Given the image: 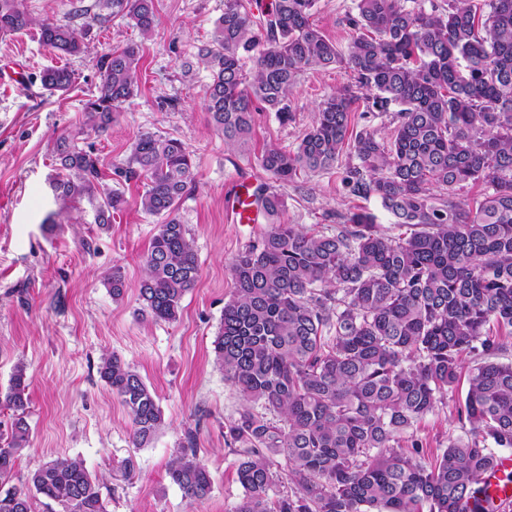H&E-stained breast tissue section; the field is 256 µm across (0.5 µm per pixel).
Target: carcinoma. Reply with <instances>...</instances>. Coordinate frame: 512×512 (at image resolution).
<instances>
[{
    "instance_id": "obj_1",
    "label": "carcinoma",
    "mask_w": 512,
    "mask_h": 512,
    "mask_svg": "<svg viewBox=\"0 0 512 512\" xmlns=\"http://www.w3.org/2000/svg\"><path fill=\"white\" fill-rule=\"evenodd\" d=\"M408 0H358L348 24L359 30L341 53L311 21L315 0H272L255 15L253 0H224L212 39L196 63L209 74L204 109L224 145L244 143L259 108L290 118L287 100L301 72L345 65L355 87L326 97L296 148H266L260 167L289 181L299 171L335 166L353 141L359 164L347 171L353 194L378 199L406 228L384 235L375 217L353 213L332 234L283 224L282 197L268 187L255 203L269 221L259 241L228 266L233 293L213 342L224 379L243 403L228 434L243 495L234 512H490L480 477L512 449V363L500 361L512 336V0H443L427 12ZM112 17L141 35L158 24L155 0H111ZM38 19L27 0H0V34L37 30L48 51L85 50L70 21ZM253 63L245 81L244 58ZM139 46L108 54L86 126L106 132L112 112L138 81ZM44 89L65 92L73 73L47 67ZM385 112L394 127L351 130L353 105ZM55 198L94 197L99 158L68 137L55 142ZM142 179L141 210L161 218L144 256L141 314L179 318L196 285L193 241L176 214L194 181L192 152L152 134L132 145L114 169ZM483 186L481 199L457 193ZM124 203L108 190L95 223H111ZM112 299L124 295L121 268L107 276ZM473 363L456 414L465 435L448 439L422 462L418 423L453 391L465 360ZM100 379L121 399L143 447L164 426L155 393L119 356L106 353ZM26 368L16 366L4 406L13 412L0 435V512H35L34 495L62 512H105L98 483L82 460L56 457L29 474L35 494L9 485L17 454L29 445ZM287 464L290 491L276 493L275 457ZM170 481L192 501L205 498L211 475L194 444L168 465Z\"/></svg>"
}]
</instances>
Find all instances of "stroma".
I'll return each mask as SVG.
<instances>
[{
    "label": "stroma",
    "mask_w": 512,
    "mask_h": 512,
    "mask_svg": "<svg viewBox=\"0 0 512 512\" xmlns=\"http://www.w3.org/2000/svg\"><path fill=\"white\" fill-rule=\"evenodd\" d=\"M357 0H316L313 21L323 35L346 50L353 35L346 18ZM158 26L143 36L129 20L75 28L85 31L88 52L54 55L36 32L0 36V397L17 364L27 369L30 443L17 458L12 483L56 457L83 461L99 479L106 512H233L243 495L227 426L241 398L215 362L213 341L232 292L227 264L268 228L234 223L228 210L231 187L257 184L265 176L257 163L263 149H294L311 126L318 103L352 82L342 65L310 69L288 99L292 121L256 113L245 145L229 149L202 107L207 71L195 67L197 46L210 41L224 0H156ZM141 46L140 79L131 98L112 114V125L95 135L85 125L84 104L96 95L104 56L126 43ZM74 73L66 94L46 91L44 68ZM92 147L125 202L102 226L95 204L56 200L53 148L61 134ZM181 140L194 154L195 179L177 215L194 241L200 277L182 301L177 321L141 317L142 258L157 231V217L138 206L140 179L113 176L143 134ZM358 160L344 147L329 170L301 174L295 181H270L286 201L282 223L331 232L341 217L375 214L378 228L400 234L376 198L354 196L344 182ZM125 275L126 290L113 300L104 276L112 267ZM118 354L158 396L164 428L143 448L133 447L131 421L119 398L100 379L106 353ZM467 382L438 403L417 427L426 459H433L460 435L455 406ZM194 441L212 478L210 495L189 503L170 482L167 467L187 441Z\"/></svg>",
    "instance_id": "35a3bbf8"
}]
</instances>
